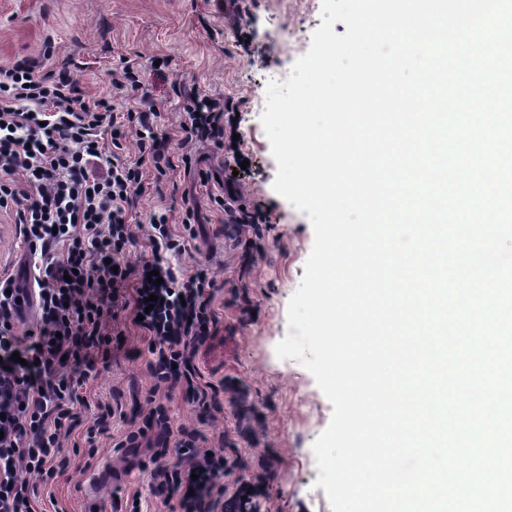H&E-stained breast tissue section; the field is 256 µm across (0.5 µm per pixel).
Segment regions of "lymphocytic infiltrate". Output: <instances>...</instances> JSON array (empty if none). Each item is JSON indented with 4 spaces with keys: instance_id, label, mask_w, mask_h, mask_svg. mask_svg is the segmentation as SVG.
<instances>
[{
    "instance_id": "f902f5d3",
    "label": "lymphocytic infiltrate",
    "mask_w": 512,
    "mask_h": 512,
    "mask_svg": "<svg viewBox=\"0 0 512 512\" xmlns=\"http://www.w3.org/2000/svg\"><path fill=\"white\" fill-rule=\"evenodd\" d=\"M112 87L135 93L138 106L119 111L110 98L83 94L70 72H46L34 58L0 67V213L27 245V285L0 280V512H37L38 486L64 472L60 448L88 403L90 372L112 357L105 329L126 312L148 340L151 408L127 444L152 448L150 489L176 501L179 512H220L224 455L208 452L197 429L173 424L165 394L185 387L195 408L221 410L220 390L204 381L194 359L214 321V284L202 268L174 265L195 237L193 209L180 231L167 215L150 219V258L132 266L128 219L142 192V167L165 175L172 166L169 134L155 118L134 62L113 74ZM182 123L184 142L226 143L224 107L193 96ZM138 128V156L118 150L125 126ZM158 271L162 282H148ZM38 294L36 329L17 321L30 292ZM155 297L147 306V297Z\"/></svg>"
}]
</instances>
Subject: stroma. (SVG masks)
Listing matches in <instances>:
<instances>
[{
    "label": "stroma",
    "mask_w": 512,
    "mask_h": 512,
    "mask_svg": "<svg viewBox=\"0 0 512 512\" xmlns=\"http://www.w3.org/2000/svg\"><path fill=\"white\" fill-rule=\"evenodd\" d=\"M322 0H0V66L23 58L42 59L43 68L69 67L84 94L106 90L109 74L125 60L140 64V76L157 102L156 122L169 132L173 167L164 178L144 171V192L131 216L136 244L128 259L150 257L149 219L167 213L180 224L195 211L197 236L186 264L201 265L214 282L216 320L196 358L204 380L223 385V408L191 411L174 392V423L197 428L209 446H221L229 464L223 479L233 492L239 479L262 478L256 497L261 512H332L319 476L313 444L328 427L333 407L313 375L276 346L288 334L287 306L300 284L314 232L306 213L273 188L277 164L260 121L268 81H286L321 23ZM56 51L43 59L46 41ZM219 99L236 113L234 131L248 167L234 171L223 148L183 144L179 125L194 94ZM191 155L184 164L183 155ZM210 175L201 183L199 171ZM235 186L239 206L268 216L259 229L229 223L214 202ZM124 341L108 367L87 383L91 404L83 411L62 452L70 465L40 486L41 512H170L150 496L149 448L121 442L133 422L149 411L151 386L142 362L130 349L147 342L130 317L114 324ZM116 407L97 434L94 459L74 443L85 440L95 404Z\"/></svg>",
    "instance_id": "obj_1"
}]
</instances>
